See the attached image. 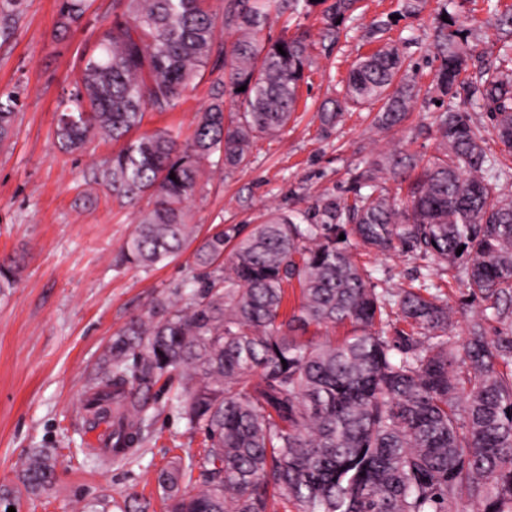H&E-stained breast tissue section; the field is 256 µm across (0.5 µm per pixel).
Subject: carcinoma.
Here are the masks:
<instances>
[{
  "label": "carcinoma",
  "instance_id": "cac0c4a2",
  "mask_svg": "<svg viewBox=\"0 0 512 512\" xmlns=\"http://www.w3.org/2000/svg\"><path fill=\"white\" fill-rule=\"evenodd\" d=\"M86 2L62 0L61 27L81 19ZM113 2L122 10L58 115V147L74 154L97 138L125 141L101 182L121 205L150 202L117 263L152 269L198 245L189 295L177 288L133 319L90 379L93 418L112 423V448L87 456L133 457L162 380L169 404L204 433L198 455L158 472L165 512H273L277 503L292 512H456L464 497L481 512H512V7L493 6L497 54L487 63L470 30L446 4L437 8L433 86L462 105L433 113L439 146L426 163L379 154L349 201L328 194L308 213L273 209L247 230L199 241L186 202L200 160L216 154L224 173L244 169L256 139L296 119L316 42L306 30L288 34V24L315 13L320 42L337 43L363 19L362 0H225L220 23L211 0ZM20 4L0 0L1 37ZM220 25L239 34L229 47ZM213 58L224 75L190 137L126 139L145 109H174ZM405 62L390 43L357 58L319 108L323 135L350 108L376 111L381 129L401 125L421 91ZM17 106L15 92L0 91V142ZM475 110L491 128L472 122ZM359 249L415 252L436 271L380 288ZM444 274L483 303L461 341ZM292 279L301 297L288 316ZM394 313L412 333L388 335ZM490 322L502 325L492 337ZM345 324L340 341L302 339L311 326ZM54 468L49 451H33L26 491L47 487Z\"/></svg>",
  "mask_w": 512,
  "mask_h": 512
}]
</instances>
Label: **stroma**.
<instances>
[{"label": "stroma", "mask_w": 512, "mask_h": 512, "mask_svg": "<svg viewBox=\"0 0 512 512\" xmlns=\"http://www.w3.org/2000/svg\"><path fill=\"white\" fill-rule=\"evenodd\" d=\"M436 2L427 0L419 15L408 16L404 0H364L366 19L396 16L383 39L397 44L426 91L402 126L380 129L373 113L354 108L323 136L319 105L373 45L358 28L337 44L317 46L296 122L280 136L258 139L246 169L228 175L202 160V179L188 202L200 233L259 223L274 208L304 210L327 194L352 197L356 173L381 153L430 159L438 147L432 125L438 96L429 90L436 63L428 38ZM112 8L113 0H88L81 21L64 32L59 0H23L9 38H0V90L20 97L12 133L0 143V262L20 267L14 287L0 292V498H10L16 512H89L100 504L125 512L132 497L148 503V512H163L158 469L172 456L203 447L202 432L161 398L134 458L99 464L84 454L104 438L103 429L88 430L84 405L113 338L192 277L186 254L147 270L116 264L137 210L119 206L97 181L115 144L98 141L74 155L55 144L59 102L111 21ZM215 79L205 73L173 110H146L143 130L169 129L188 138ZM360 260L393 286L428 271L426 260L412 253L365 252ZM34 448L51 449L56 458L52 484L36 495L25 492L21 479Z\"/></svg>", "instance_id": "stroma-1"}]
</instances>
